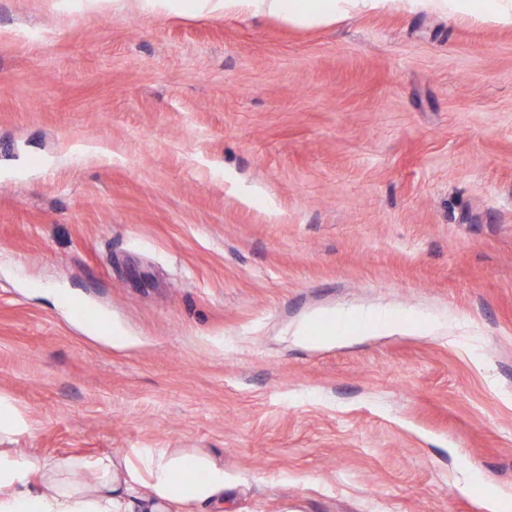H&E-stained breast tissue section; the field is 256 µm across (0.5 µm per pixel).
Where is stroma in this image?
Segmentation results:
<instances>
[{
    "label": "stroma",
    "mask_w": 512,
    "mask_h": 512,
    "mask_svg": "<svg viewBox=\"0 0 512 512\" xmlns=\"http://www.w3.org/2000/svg\"><path fill=\"white\" fill-rule=\"evenodd\" d=\"M504 2L0 0V448L199 450L204 512H512ZM221 2L223 0H220ZM224 10L261 8L299 24H320L336 17L338 6L351 0H224Z\"/></svg>",
    "instance_id": "stroma-1"
}]
</instances>
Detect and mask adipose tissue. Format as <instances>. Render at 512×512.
I'll return each mask as SVG.
<instances>
[{"instance_id": "1", "label": "adipose tissue", "mask_w": 512, "mask_h": 512, "mask_svg": "<svg viewBox=\"0 0 512 512\" xmlns=\"http://www.w3.org/2000/svg\"><path fill=\"white\" fill-rule=\"evenodd\" d=\"M341 0H224L299 24L335 18ZM41 480L32 483V471ZM224 501V466L199 451L134 449L117 461L57 459L33 464L20 448H0V512H197Z\"/></svg>"}]
</instances>
